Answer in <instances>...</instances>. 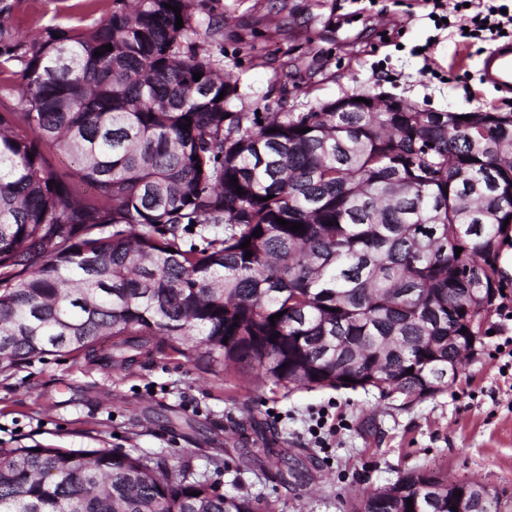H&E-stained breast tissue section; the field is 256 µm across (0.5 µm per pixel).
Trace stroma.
Here are the masks:
<instances>
[{"label":"stroma","instance_id":"stroma-1","mask_svg":"<svg viewBox=\"0 0 512 512\" xmlns=\"http://www.w3.org/2000/svg\"><path fill=\"white\" fill-rule=\"evenodd\" d=\"M72 0H15L22 31L76 24ZM223 34L224 66L252 105L280 97L304 110L367 85L439 111H512L484 84L490 48L435 31L424 0H205ZM476 357L444 392L417 400L374 389L277 388L250 366L152 353L123 370L47 354L0 369V449L107 448L190 464L231 494L274 512H352L410 471L477 482L512 512V363L492 357L512 336L493 311ZM328 408L337 431L309 432ZM223 465H215L214 453Z\"/></svg>","mask_w":512,"mask_h":512}]
</instances>
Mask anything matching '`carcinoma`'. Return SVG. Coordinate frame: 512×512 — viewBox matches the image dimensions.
Here are the masks:
<instances>
[{"mask_svg": "<svg viewBox=\"0 0 512 512\" xmlns=\"http://www.w3.org/2000/svg\"><path fill=\"white\" fill-rule=\"evenodd\" d=\"M201 8L112 0L92 25L28 36L0 0V368L66 352L123 369L169 349L285 388L448 389L459 311L506 279L512 112L260 113L200 39ZM447 487L409 472L354 512H449ZM117 506L260 512L187 464L0 452V512Z\"/></svg>", "mask_w": 512, "mask_h": 512, "instance_id": "obj_1", "label": "carcinoma"}]
</instances>
